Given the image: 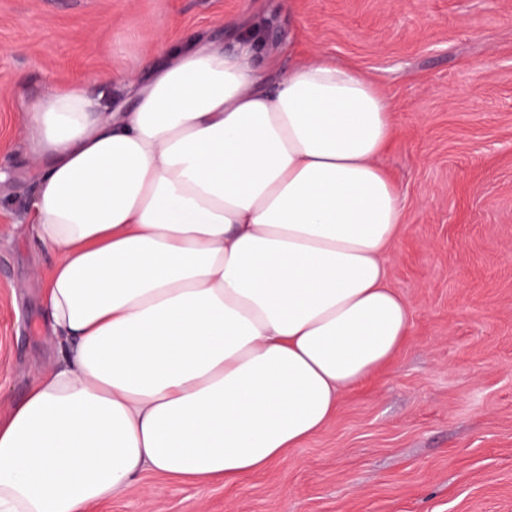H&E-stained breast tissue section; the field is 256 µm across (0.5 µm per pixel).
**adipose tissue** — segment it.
Here are the masks:
<instances>
[{"mask_svg":"<svg viewBox=\"0 0 512 512\" xmlns=\"http://www.w3.org/2000/svg\"><path fill=\"white\" fill-rule=\"evenodd\" d=\"M260 33L231 53L161 41L129 112L77 85L32 106L62 359L0 417V512H85L146 469L239 482L408 335L386 266L404 201L378 163L391 105L326 55L262 88Z\"/></svg>","mask_w":512,"mask_h":512,"instance_id":"1","label":"adipose tissue"}]
</instances>
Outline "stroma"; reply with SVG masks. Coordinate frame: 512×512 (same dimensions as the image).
<instances>
[{
	"instance_id": "35a3bbf8",
	"label": "stroma",
	"mask_w": 512,
	"mask_h": 512,
	"mask_svg": "<svg viewBox=\"0 0 512 512\" xmlns=\"http://www.w3.org/2000/svg\"><path fill=\"white\" fill-rule=\"evenodd\" d=\"M250 23L269 80L324 54L391 102L379 163L404 213L388 282L411 332L263 472L198 486L147 469L88 512H512V0H0V416L59 361L24 112L77 82L102 111L132 108L159 36L231 52Z\"/></svg>"
}]
</instances>
